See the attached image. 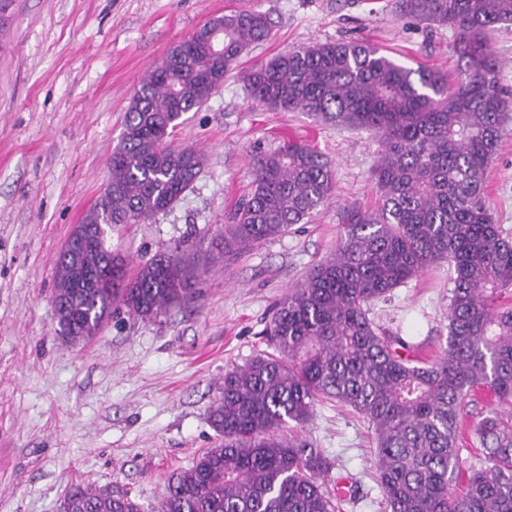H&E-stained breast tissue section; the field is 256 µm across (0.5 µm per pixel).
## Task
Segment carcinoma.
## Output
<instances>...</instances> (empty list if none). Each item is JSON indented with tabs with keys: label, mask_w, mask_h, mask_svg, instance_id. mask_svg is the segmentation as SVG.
Listing matches in <instances>:
<instances>
[{
	"label": "carcinoma",
	"mask_w": 512,
	"mask_h": 512,
	"mask_svg": "<svg viewBox=\"0 0 512 512\" xmlns=\"http://www.w3.org/2000/svg\"><path fill=\"white\" fill-rule=\"evenodd\" d=\"M429 25L454 27V77L408 68L367 41H312L244 75L251 98L281 112L366 129L380 139V203L350 208L336 249L275 306L263 335L273 352L224 373L209 422L218 442L167 480L158 512H338L330 463L302 433L324 399L371 428L386 512H512V240L483 199L512 96L500 85L489 35L512 24V0H402ZM271 34L260 11L215 17L140 81L110 175L81 221L85 246L56 260L53 305L72 342L96 337L112 314L155 319L200 296L206 253L162 252L128 267L106 228L166 212L205 162L169 137L199 110L248 49ZM335 192L330 162L292 142L253 156V182L224 225V252L304 224ZM448 264V345L433 359L370 317L374 302L429 267ZM498 407L476 424L486 465L456 491L460 430L471 393ZM61 512H142L118 488L71 487Z\"/></svg>",
	"instance_id": "obj_1"
}]
</instances>
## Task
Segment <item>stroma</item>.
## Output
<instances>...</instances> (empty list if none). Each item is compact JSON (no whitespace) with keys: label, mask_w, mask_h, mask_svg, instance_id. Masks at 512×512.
<instances>
[{"label":"stroma","mask_w":512,"mask_h":512,"mask_svg":"<svg viewBox=\"0 0 512 512\" xmlns=\"http://www.w3.org/2000/svg\"><path fill=\"white\" fill-rule=\"evenodd\" d=\"M401 0H10L0 23V512H60L77 483L117 487L156 512L167 479L213 447L208 416L226 370L267 343L261 331L289 286L336 248L344 207H374L376 135L256 104L245 72L287 48L364 38L398 62L455 71L450 26H428ZM266 13L272 33L177 127L204 152L196 181L148 224L113 226L131 264L175 248L211 249L199 299L147 320L120 314L95 339L57 332L56 257L98 199L141 78L209 19ZM330 160L336 188L309 223L224 255V226L251 188L253 153L286 141ZM490 211L512 237V112L486 182ZM447 266H433L374 303L371 316L432 357L448 341ZM304 432L351 475L361 498L340 512H385L367 423L318 405Z\"/></svg>","instance_id":"stroma-1"}]
</instances>
